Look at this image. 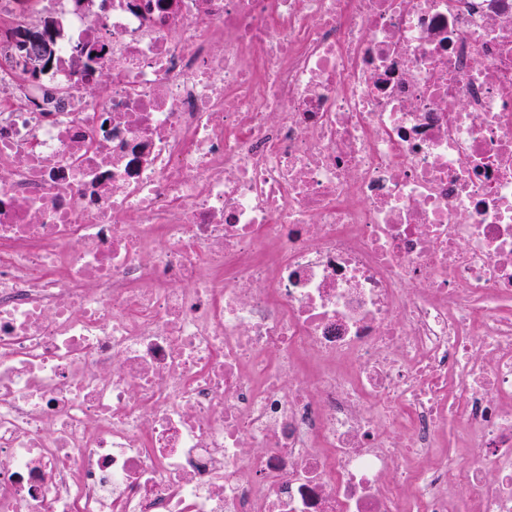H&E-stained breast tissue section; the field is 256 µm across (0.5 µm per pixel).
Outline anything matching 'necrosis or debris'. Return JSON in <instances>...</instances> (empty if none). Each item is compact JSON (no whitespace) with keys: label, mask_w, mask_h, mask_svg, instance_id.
<instances>
[{"label":"necrosis or debris","mask_w":512,"mask_h":512,"mask_svg":"<svg viewBox=\"0 0 512 512\" xmlns=\"http://www.w3.org/2000/svg\"><path fill=\"white\" fill-rule=\"evenodd\" d=\"M0 512H512V0H0Z\"/></svg>","instance_id":"1"}]
</instances>
